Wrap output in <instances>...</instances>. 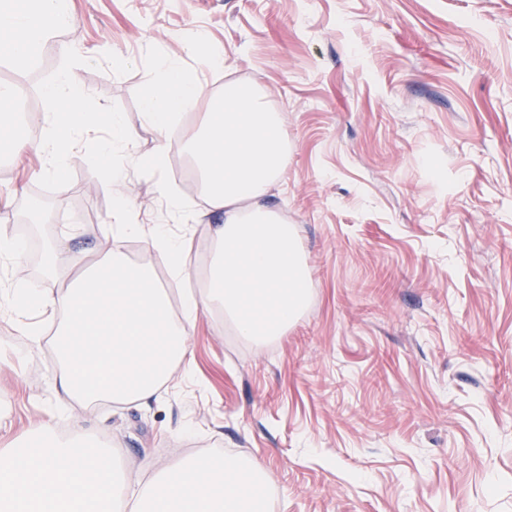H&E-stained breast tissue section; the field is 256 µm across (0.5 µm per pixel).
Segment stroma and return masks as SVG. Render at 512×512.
<instances>
[{"label": "stroma", "mask_w": 512, "mask_h": 512, "mask_svg": "<svg viewBox=\"0 0 512 512\" xmlns=\"http://www.w3.org/2000/svg\"><path fill=\"white\" fill-rule=\"evenodd\" d=\"M66 48L100 105L122 109L140 156L165 145L197 222L172 220L156 177L129 171L121 194L83 146L72 182L45 192L35 147L0 141V235L25 228L0 279L44 290L56 264L121 253L168 275L150 231L184 241L205 289L217 221L189 143L228 82L255 86L280 115L288 165L265 200L292 225L311 281L286 333L262 345L221 310L199 309L174 367L147 404L55 409L56 331L66 312L28 311L33 343L0 314V447L53 419L111 447L132 478L209 449L252 460L274 512H512V0H69ZM206 36L221 68L185 50ZM161 57L205 95L167 139L141 104ZM126 200L143 232L120 236Z\"/></svg>", "instance_id": "stroma-1"}]
</instances>
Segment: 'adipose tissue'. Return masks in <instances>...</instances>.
<instances>
[{
	"instance_id": "1",
	"label": "adipose tissue",
	"mask_w": 512,
	"mask_h": 512,
	"mask_svg": "<svg viewBox=\"0 0 512 512\" xmlns=\"http://www.w3.org/2000/svg\"><path fill=\"white\" fill-rule=\"evenodd\" d=\"M75 24L64 0H12L0 10V52L25 72L56 30ZM203 95L202 85L184 77L180 58L159 59L142 117L168 135L175 115ZM283 141L278 116L255 88L225 84L190 142L210 210L223 221L214 229L209 285L199 302L187 305L184 319L173 317L167 292L148 268L117 253L75 277L49 268L60 285L51 294L18 285L0 290V312L8 315L33 308L67 312L56 333L61 400L147 403L172 365L190 364L187 331L202 305L223 307L238 335L257 344L287 330L308 301L309 276L294 228L264 204L286 166Z\"/></svg>"
}]
</instances>
